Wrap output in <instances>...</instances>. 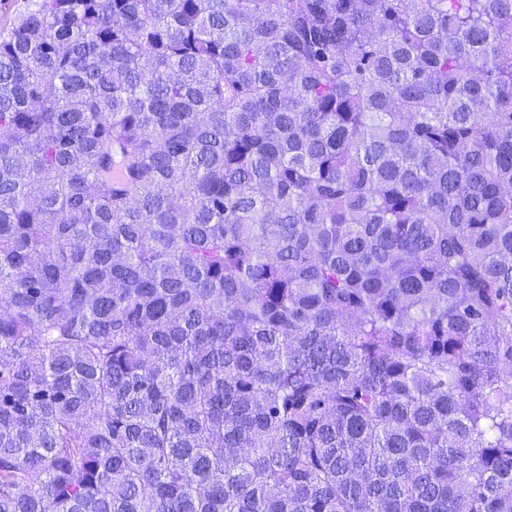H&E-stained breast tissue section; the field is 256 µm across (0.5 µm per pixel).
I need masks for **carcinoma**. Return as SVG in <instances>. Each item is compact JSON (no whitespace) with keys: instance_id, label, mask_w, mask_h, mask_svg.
I'll use <instances>...</instances> for the list:
<instances>
[{"instance_id":"carcinoma-1","label":"carcinoma","mask_w":512,"mask_h":512,"mask_svg":"<svg viewBox=\"0 0 512 512\" xmlns=\"http://www.w3.org/2000/svg\"><path fill=\"white\" fill-rule=\"evenodd\" d=\"M0 512H512V0H29Z\"/></svg>"}]
</instances>
